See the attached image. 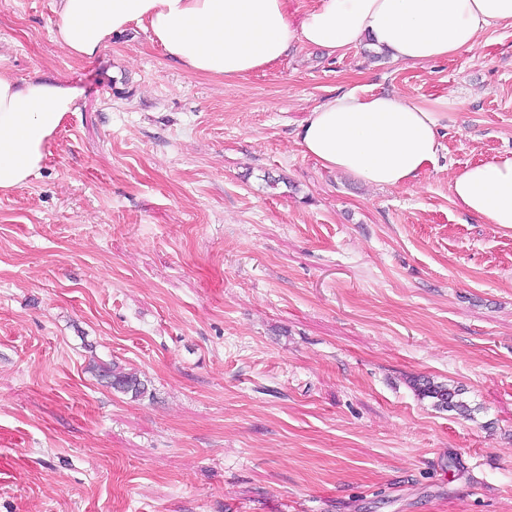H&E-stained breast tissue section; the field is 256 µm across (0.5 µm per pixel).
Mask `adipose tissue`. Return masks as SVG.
<instances>
[{
  "mask_svg": "<svg viewBox=\"0 0 512 512\" xmlns=\"http://www.w3.org/2000/svg\"><path fill=\"white\" fill-rule=\"evenodd\" d=\"M54 40L70 56H94L129 24L188 72L234 79L279 60L294 45L343 53L373 39L404 63L474 49L512 26V0H318L291 24L286 0H58ZM79 91L59 80H17L0 66V192L25 185ZM438 112L391 93L347 90L308 113L298 132L307 156L376 187L412 184L438 158ZM450 193L468 213L512 228V157L468 167Z\"/></svg>",
  "mask_w": 512,
  "mask_h": 512,
  "instance_id": "obj_1",
  "label": "adipose tissue"
}]
</instances>
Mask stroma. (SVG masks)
<instances>
[{
  "label": "stroma",
  "mask_w": 512,
  "mask_h": 512,
  "mask_svg": "<svg viewBox=\"0 0 512 512\" xmlns=\"http://www.w3.org/2000/svg\"><path fill=\"white\" fill-rule=\"evenodd\" d=\"M56 20L0 0V61L79 91L0 193V512H512V229L449 191L512 156V27L415 65L299 46L224 80L137 24L71 57ZM354 87L441 109L415 185L303 154L308 112ZM112 360L147 397L101 383ZM413 385L419 395L433 400L435 408L455 412L456 415L467 420L474 419L476 407H472L463 398L464 392L457 386L450 383L434 382L431 379L417 380Z\"/></svg>",
  "instance_id": "obj_1"
}]
</instances>
